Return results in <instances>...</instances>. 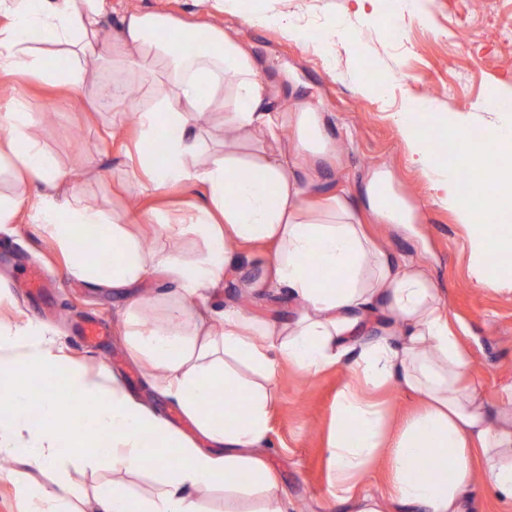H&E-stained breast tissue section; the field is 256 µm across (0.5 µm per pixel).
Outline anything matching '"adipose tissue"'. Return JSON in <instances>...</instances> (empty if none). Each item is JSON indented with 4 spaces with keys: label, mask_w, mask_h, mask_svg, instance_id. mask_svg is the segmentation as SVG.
<instances>
[{
    "label": "adipose tissue",
    "mask_w": 512,
    "mask_h": 512,
    "mask_svg": "<svg viewBox=\"0 0 512 512\" xmlns=\"http://www.w3.org/2000/svg\"><path fill=\"white\" fill-rule=\"evenodd\" d=\"M112 0H0V69L83 93L92 72L111 55L136 67L156 93L142 108L126 87L113 86L112 103L135 121L138 160L133 175L158 191L172 183L201 185L204 201L193 208L190 229L205 242L191 259L154 252L122 225L81 204L76 181L29 132L16 94L0 92V166L21 184L36 186L34 208L44 232L68 256L72 278L127 288L151 271L176 285L177 303L167 329L141 317L152 301L132 299L127 342L156 371V386L212 445L199 448L171 422L104 373L89 374L64 353L43 326H20L0 316V457L56 473L53 487L20 482L13 468L0 481L15 483L30 512H77V492L66 467L72 459L107 463L117 478L103 486L88 512H200L197 491L254 495L255 512H288L276 476L253 451L268 442L274 379L281 366L313 375L348 365L356 379L336 396L335 427L328 441L334 497L350 512H385L394 501L408 512H465L477 479L512 503V417L496 419L475 387H461L471 358L448 326L446 302L413 260L396 262L366 235L359 209L346 196L309 203L312 173H299L303 156L335 152L324 133L322 112L298 104L294 116L268 104L269 87L257 62L223 30L212 27L192 54L168 39L173 25L159 13L121 16L115 41L103 21ZM39 31L55 46L51 68L29 36ZM225 132L280 140L286 122L295 135L287 150L240 160L233 143L209 146L205 133L215 109ZM434 119L449 141L450 161L439 162L424 129ZM393 119L411 163L429 179L435 203L454 212L469 230L471 277L480 288L499 283L491 256L512 257V86L486 102L451 112L432 99L410 102ZM487 120L484 140L472 139L475 122ZM480 162L485 190L480 203L466 194L460 173ZM389 181L370 176L369 208L395 224L413 223L403 206L387 207ZM485 216L477 218L474 207ZM103 226L99 247L112 260L101 265L77 250L89 228ZM261 270L252 290L281 288L299 303L294 321L261 322L236 305L201 312L207 293L236 275L243 262ZM390 324L366 337L359 326L375 313ZM396 388L420 397L397 432L384 427L373 395ZM237 404L223 418L226 399ZM485 461L474 469L475 454ZM176 455L180 462L163 465ZM386 457L387 498L355 493L372 461ZM158 473L149 497L131 493L122 473Z\"/></svg>",
    "instance_id": "1"
}]
</instances>
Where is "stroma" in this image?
<instances>
[{
	"mask_svg": "<svg viewBox=\"0 0 512 512\" xmlns=\"http://www.w3.org/2000/svg\"><path fill=\"white\" fill-rule=\"evenodd\" d=\"M253 7L222 8L215 0H112L104 21L114 37L119 16L129 9L156 12L198 31L218 26L239 42L270 86L271 104L289 111L311 102L324 116L336 151L317 158L314 199L343 194L361 206L368 235L395 260L416 257L421 271L447 302L448 325L472 357V375L482 385L492 415L512 413V273L497 288H477L469 270L468 231L454 214L429 196L425 176L413 168L391 119L412 98H431L441 110L481 103L499 85L512 84V0H421L419 11L399 15L397 0H382L375 23L359 28L350 0H253ZM285 12L293 21L308 18L311 42L288 39L276 26L254 27L249 10ZM340 24L352 42L324 46V29ZM135 69L109 58L83 94L0 71V88L21 92L30 133L64 171L82 167L83 204L103 211L149 241L153 250H177L186 258L203 244L190 230L169 236L151 213L171 219L186 215L204 194L200 185H171L143 190L131 174L129 150L137 136L133 122L111 111L103 90L111 84L138 83ZM381 84L383 97L361 93L363 82ZM386 172L394 195L415 215L410 224H391L364 209L366 174ZM255 269L243 270L208 304L220 309L232 298L259 320L285 322L299 306L287 292H248ZM172 283L161 272L129 288L99 287L66 273L65 256L50 244L32 209L22 210L9 230L0 232V313L20 323L50 328L65 352L89 372L106 368L135 395L148 401L170 422L183 414L172 398L154 387L146 365L135 360L125 341L131 299L152 298V325L169 323ZM94 320L109 331L102 344L86 345L78 329ZM352 381L346 367L304 376L280 367L274 386L267 446L268 466L288 496L290 507L306 512H346L331 493L327 439L338 392Z\"/></svg>",
	"mask_w": 512,
	"mask_h": 512,
	"instance_id": "stroma-1",
	"label": "stroma"
}]
</instances>
